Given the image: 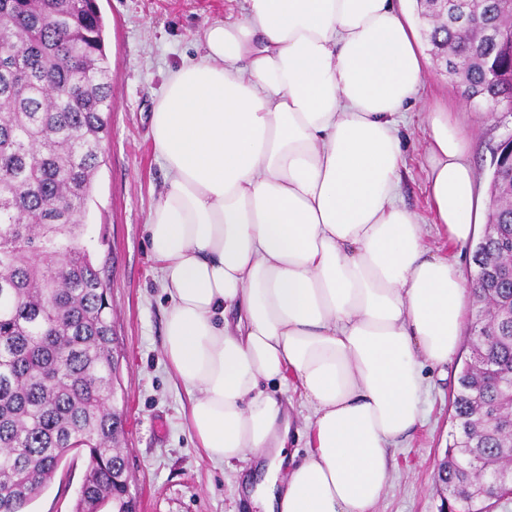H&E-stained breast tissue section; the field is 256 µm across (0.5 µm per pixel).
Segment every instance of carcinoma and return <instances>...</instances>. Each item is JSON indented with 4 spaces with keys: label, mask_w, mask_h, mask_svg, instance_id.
I'll use <instances>...</instances> for the list:
<instances>
[{
    "label": "carcinoma",
    "mask_w": 512,
    "mask_h": 512,
    "mask_svg": "<svg viewBox=\"0 0 512 512\" xmlns=\"http://www.w3.org/2000/svg\"><path fill=\"white\" fill-rule=\"evenodd\" d=\"M424 30L466 99L512 100V17L501 0H447ZM96 0H0V512H27L73 450L87 456L76 512L127 495L112 405V305L80 238L110 130L112 89ZM497 228L473 248L471 355L452 403L443 512L512 495V135L496 149ZM495 484L487 482L492 474Z\"/></svg>",
    "instance_id": "carcinoma-1"
}]
</instances>
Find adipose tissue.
Wrapping results in <instances>:
<instances>
[{
  "label": "adipose tissue",
  "instance_id": "1",
  "mask_svg": "<svg viewBox=\"0 0 512 512\" xmlns=\"http://www.w3.org/2000/svg\"><path fill=\"white\" fill-rule=\"evenodd\" d=\"M202 33L151 115L169 178L149 213L170 298L165 354L203 456L258 454L262 512H376L421 417L424 364L454 355L465 283L396 202L402 110L425 58L405 0H244ZM427 190L454 245L482 202L450 113ZM294 378L313 447L267 392Z\"/></svg>",
  "mask_w": 512,
  "mask_h": 512
}]
</instances>
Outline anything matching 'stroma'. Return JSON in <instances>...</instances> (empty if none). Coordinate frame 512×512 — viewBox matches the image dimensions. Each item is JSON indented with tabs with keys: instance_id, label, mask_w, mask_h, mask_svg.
<instances>
[{
	"instance_id": "stroma-1",
	"label": "stroma",
	"mask_w": 512,
	"mask_h": 512,
	"mask_svg": "<svg viewBox=\"0 0 512 512\" xmlns=\"http://www.w3.org/2000/svg\"><path fill=\"white\" fill-rule=\"evenodd\" d=\"M112 82L110 134L87 204L83 243L102 268L112 304L118 360L115 405L126 423L120 446L136 512H258L237 486L245 474L213 465L200 455L184 407L186 396L165 356L168 298L151 253L148 216L168 172L153 150L150 118L167 73L197 58L202 31L215 22L239 21L243 0H97ZM454 112L467 133L466 156L476 192L489 201L492 157L512 135V112H486L467 102L444 69L428 62L418 99L400 131L404 163L398 201L423 225V243L455 260L463 276L475 270L470 247L453 248L433 221L426 191V116ZM460 339L448 365L424 366L427 392L421 423L391 449L392 476L377 512H439L434 467L445 453L453 386L468 354ZM86 468L83 455L64 461L30 512H74Z\"/></svg>"
}]
</instances>
